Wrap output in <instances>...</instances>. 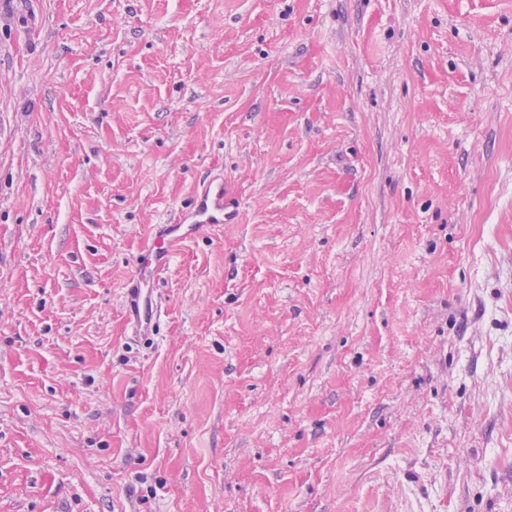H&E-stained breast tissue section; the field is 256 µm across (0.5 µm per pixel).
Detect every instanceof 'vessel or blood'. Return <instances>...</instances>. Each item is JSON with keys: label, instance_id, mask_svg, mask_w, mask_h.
Wrapping results in <instances>:
<instances>
[{"label": "vessel or blood", "instance_id": "b4317fda", "mask_svg": "<svg viewBox=\"0 0 512 512\" xmlns=\"http://www.w3.org/2000/svg\"><path fill=\"white\" fill-rule=\"evenodd\" d=\"M236 216L225 202L224 178L218 175L204 182L188 211L172 223L155 225L123 292L126 317L136 334L155 332L159 308L154 284L168 270L176 247L196 239L203 229L232 223Z\"/></svg>", "mask_w": 512, "mask_h": 512}]
</instances>
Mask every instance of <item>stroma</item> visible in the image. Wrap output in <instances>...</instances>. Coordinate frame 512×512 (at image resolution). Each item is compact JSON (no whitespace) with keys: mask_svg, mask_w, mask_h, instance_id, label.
<instances>
[{"mask_svg":"<svg viewBox=\"0 0 512 512\" xmlns=\"http://www.w3.org/2000/svg\"><path fill=\"white\" fill-rule=\"evenodd\" d=\"M0 512H512V0H0ZM236 216L225 203L224 176L218 175L203 183L188 211L171 224L155 225L123 292L126 317L136 334L154 335L159 314L154 284L169 269L175 248L196 239L205 228L233 224Z\"/></svg>","mask_w":512,"mask_h":512,"instance_id":"35a3bbf8","label":"stroma"}]
</instances>
